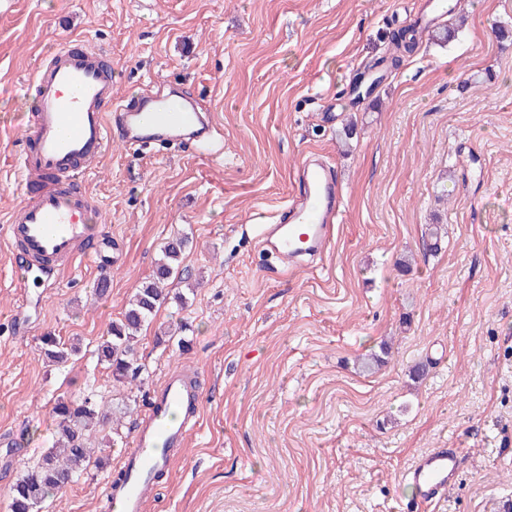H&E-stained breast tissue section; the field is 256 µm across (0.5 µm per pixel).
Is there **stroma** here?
I'll list each match as a JSON object with an SVG mask.
<instances>
[{
	"mask_svg": "<svg viewBox=\"0 0 512 512\" xmlns=\"http://www.w3.org/2000/svg\"><path fill=\"white\" fill-rule=\"evenodd\" d=\"M10 3L0 226L20 198L12 161L37 107L30 78L69 38L109 54L114 99H193L222 144L209 156L112 141L83 181L114 259L30 285V304L0 237V512L7 486L52 447L59 397L118 408L130 397L95 349L177 235L189 244L171 297L136 350L144 393L181 371L201 413L143 512H512V0H459L435 26H458L456 38L423 39L357 103V73L427 0ZM352 116L346 152L337 132ZM313 152L338 178V229L321 268L291 272L261 249L255 224L280 218ZM46 335L79 341L80 354L45 360ZM384 345L386 363L363 372L361 358ZM144 411L124 415L106 466L42 512H104L102 485ZM430 448L461 449L466 463L425 505L401 474Z\"/></svg>",
	"mask_w": 512,
	"mask_h": 512,
	"instance_id": "obj_1",
	"label": "stroma"
}]
</instances>
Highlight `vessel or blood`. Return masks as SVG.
<instances>
[{
  "instance_id": "b4317fda",
  "label": "vessel or blood",
  "mask_w": 512,
  "mask_h": 512,
  "mask_svg": "<svg viewBox=\"0 0 512 512\" xmlns=\"http://www.w3.org/2000/svg\"><path fill=\"white\" fill-rule=\"evenodd\" d=\"M103 56L100 50L64 46L32 76L39 110L20 131L17 174L21 184L36 181L40 189L20 199L0 232L28 268L64 271L76 261L100 259L105 236L85 222L91 200L81 179L113 136L133 146L168 140L202 152L215 142L209 115L188 99L143 94L113 102L112 73ZM299 176L303 190L289 205L288 219L258 227L265 250L287 260L292 270L326 256L341 204L334 171L320 156L309 155ZM183 412L197 418L199 398L181 378L167 376L124 456L130 478L105 484L109 512H142L148 475L166 470L171 449L187 437ZM461 467L456 449L434 448L412 463L403 480L421 501L436 502L456 484Z\"/></svg>"
}]
</instances>
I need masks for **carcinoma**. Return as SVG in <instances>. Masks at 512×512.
Returning <instances> with one entry per match:
<instances>
[{
	"label": "carcinoma",
	"mask_w": 512,
	"mask_h": 512,
	"mask_svg": "<svg viewBox=\"0 0 512 512\" xmlns=\"http://www.w3.org/2000/svg\"><path fill=\"white\" fill-rule=\"evenodd\" d=\"M419 41L414 26L398 29L391 34L397 55L383 57L379 63L387 69L396 67L400 54L413 52ZM188 243L184 237L167 242L152 278L137 289L122 318L112 323L107 338L98 346V358L111 370L114 382L130 384L145 370L134 348L136 333L149 324L166 303L168 292L163 283L179 268ZM41 352L56 362L76 353L77 346L67 345L55 336H45ZM54 414L58 430L56 444L42 455L36 466L24 471L9 486L11 512H39L47 498L73 482L90 464L93 428L99 423L114 421L115 412L90 397H62L55 403Z\"/></svg>",
	"instance_id": "carcinoma-1"
}]
</instances>
